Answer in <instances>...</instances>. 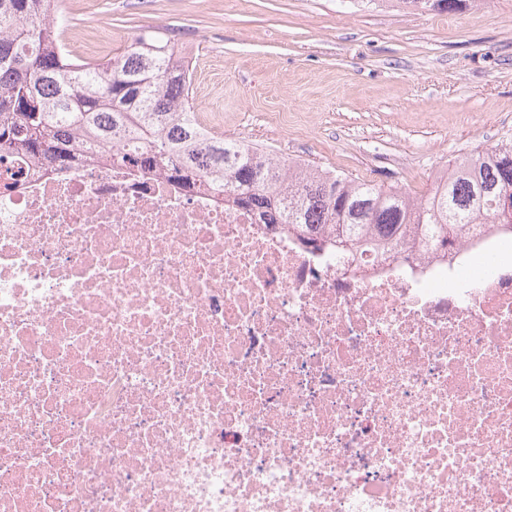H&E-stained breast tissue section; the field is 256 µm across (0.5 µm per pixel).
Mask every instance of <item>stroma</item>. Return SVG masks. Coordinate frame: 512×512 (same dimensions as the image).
Returning <instances> with one entry per match:
<instances>
[{
	"instance_id": "obj_1",
	"label": "stroma",
	"mask_w": 512,
	"mask_h": 512,
	"mask_svg": "<svg viewBox=\"0 0 512 512\" xmlns=\"http://www.w3.org/2000/svg\"><path fill=\"white\" fill-rule=\"evenodd\" d=\"M74 56L140 28L192 65L202 123L288 160L423 195L430 169L512 139V0L457 13L347 0H62Z\"/></svg>"
}]
</instances>
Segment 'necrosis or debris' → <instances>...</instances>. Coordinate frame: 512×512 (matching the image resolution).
Masks as SVG:
<instances>
[{"label":"necrosis or debris","instance_id":"4bbe7bcc","mask_svg":"<svg viewBox=\"0 0 512 512\" xmlns=\"http://www.w3.org/2000/svg\"><path fill=\"white\" fill-rule=\"evenodd\" d=\"M6 163L0 512H512L511 235L351 258L106 156Z\"/></svg>","mask_w":512,"mask_h":512}]
</instances>
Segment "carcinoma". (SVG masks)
<instances>
[{
  "label": "carcinoma",
  "mask_w": 512,
  "mask_h": 512,
  "mask_svg": "<svg viewBox=\"0 0 512 512\" xmlns=\"http://www.w3.org/2000/svg\"><path fill=\"white\" fill-rule=\"evenodd\" d=\"M478 0H394L420 12L458 11ZM58 0H0V152L43 158L59 169L85 139L137 171L165 168L260 213L278 212L295 231L332 224L324 241L353 255L396 248L406 224L429 249L458 241L470 226L503 218L512 192V143L475 149L448 178L413 198L319 166L284 160L245 141L211 134L189 102L192 68L168 34L146 27L120 57L80 60L62 35Z\"/></svg>",
  "instance_id": "1"
}]
</instances>
